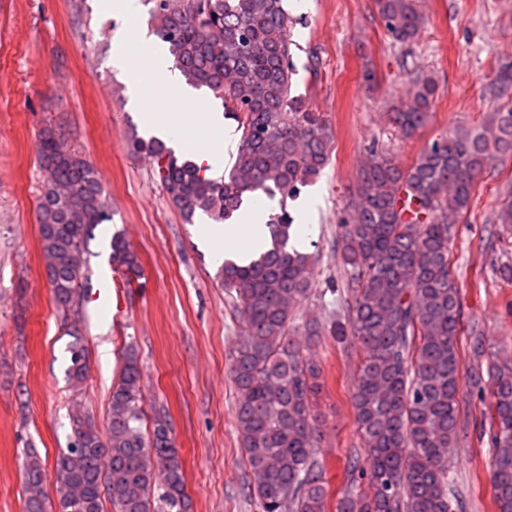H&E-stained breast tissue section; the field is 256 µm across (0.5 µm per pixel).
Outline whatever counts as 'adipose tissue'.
<instances>
[{
	"label": "adipose tissue",
	"mask_w": 512,
	"mask_h": 512,
	"mask_svg": "<svg viewBox=\"0 0 512 512\" xmlns=\"http://www.w3.org/2000/svg\"><path fill=\"white\" fill-rule=\"evenodd\" d=\"M135 55L150 64L156 78L169 84L175 83L176 78L169 70L166 56L159 46L151 44L149 40H141ZM132 56L125 54L114 57L112 64L120 73L126 74L130 82L131 104L147 135L158 137L175 150L190 154L195 164L204 170L207 176L213 178L219 175L224 168V157L210 149L212 136L219 132L223 133L225 147L229 148L235 144L233 135L223 131L222 113L209 107L201 112L188 113L185 121L193 125L195 140L187 142L171 124L167 113L145 104L138 78L132 71ZM273 209V203L269 202L261 207L244 208L233 224H200L196 230V242L209 253L215 263L220 264L227 259L249 261L271 246L267 222Z\"/></svg>",
	"instance_id": "ef3b65f1"
}]
</instances>
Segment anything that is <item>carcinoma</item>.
I'll return each instance as SVG.
<instances>
[{"mask_svg":"<svg viewBox=\"0 0 512 512\" xmlns=\"http://www.w3.org/2000/svg\"><path fill=\"white\" fill-rule=\"evenodd\" d=\"M152 33L186 83L222 101L237 124L240 144L232 167L218 179L155 137L128 141L150 158L170 202L190 223L199 212L216 222L234 219L262 192L279 197L269 218L272 247L219 271L224 292L246 334L231 351L237 390L235 417L248 489L261 512H327L321 440L311 396L319 372L308 350L322 336L355 338L363 352L352 394L364 456L348 460L352 483L336 512H453L456 490L448 462L458 444L462 333L459 285L449 264L452 221L470 210L477 178L496 156H512V102L493 127L458 129L426 147L409 166L369 148L351 218L340 225L336 258L352 298L344 319L298 316L313 288L315 255L286 246L293 231L287 201L312 184L329 161L331 131L306 97L291 94L295 65L284 0H150ZM388 32L410 44L424 16L416 0H374ZM512 88V62L503 63L490 91ZM438 84L417 71L409 99L391 107V121L409 139L431 117ZM45 174L37 206L47 284L64 319L76 313L86 279L83 247L91 230L110 220L98 169L51 129L40 136ZM112 265L128 287H143L137 255L121 236L111 241ZM71 386L85 382L89 353L78 336L67 347ZM474 347L469 379L490 383L495 429L490 480L497 512H512V373L483 369ZM141 365L137 350L123 354L112 387L107 438L87 411L70 413L73 441L55 464L58 512H184L185 474L172 422L154 412L142 429ZM26 512H47L41 461L28 454Z\"/></svg>","mask_w":512,"mask_h":512,"instance_id":"1","label":"carcinoma"}]
</instances>
